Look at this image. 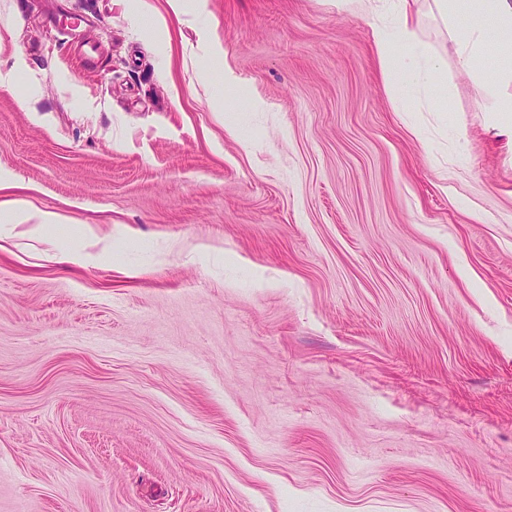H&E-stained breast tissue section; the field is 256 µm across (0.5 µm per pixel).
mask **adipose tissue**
Wrapping results in <instances>:
<instances>
[{
    "label": "adipose tissue",
    "instance_id": "1",
    "mask_svg": "<svg viewBox=\"0 0 512 512\" xmlns=\"http://www.w3.org/2000/svg\"><path fill=\"white\" fill-rule=\"evenodd\" d=\"M417 0H383L390 14L386 23L374 24V43L384 75L390 82L409 78L411 85L428 94L432 111L450 109L447 74L441 57L416 36ZM431 10L455 40L458 69L484 80L488 46L501 58L492 82H485L482 110L489 125L512 141V96L501 88L512 86V0H432Z\"/></svg>",
    "mask_w": 512,
    "mask_h": 512
}]
</instances>
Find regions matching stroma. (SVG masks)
Instances as JSON below:
<instances>
[{
	"mask_svg": "<svg viewBox=\"0 0 512 512\" xmlns=\"http://www.w3.org/2000/svg\"><path fill=\"white\" fill-rule=\"evenodd\" d=\"M0 0V512H512V149L442 24ZM92 226L97 240L84 237ZM373 1L383 2L390 14L387 23H375L374 43L387 80L396 83L405 74L410 84L428 93L433 112H452L448 101L447 74L441 57L434 55L416 36L419 17L414 11L417 0H347L359 11L372 10Z\"/></svg>",
	"mask_w": 512,
	"mask_h": 512,
	"instance_id": "35a3bbf8",
	"label": "stroma"
}]
</instances>
